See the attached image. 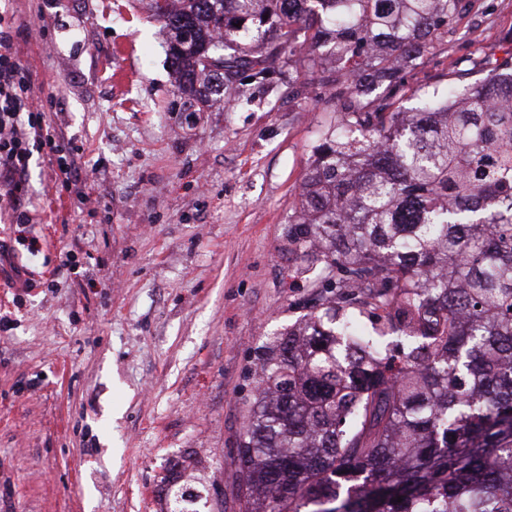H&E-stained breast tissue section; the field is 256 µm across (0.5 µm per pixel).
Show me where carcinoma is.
I'll list each match as a JSON object with an SVG mask.
<instances>
[{
  "mask_svg": "<svg viewBox=\"0 0 512 512\" xmlns=\"http://www.w3.org/2000/svg\"><path fill=\"white\" fill-rule=\"evenodd\" d=\"M482 6L151 0L186 112L234 108L247 78L335 74L336 122L285 228L296 272L328 275L262 346L241 512H512V49L454 60L412 111L394 80ZM180 478L173 512H200Z\"/></svg>",
  "mask_w": 512,
  "mask_h": 512,
  "instance_id": "carcinoma-1",
  "label": "carcinoma"
}]
</instances>
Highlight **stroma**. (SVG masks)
I'll list each match as a JSON object with an SVG mask.
<instances>
[{
    "instance_id": "35a3bbf8",
    "label": "stroma",
    "mask_w": 512,
    "mask_h": 512,
    "mask_svg": "<svg viewBox=\"0 0 512 512\" xmlns=\"http://www.w3.org/2000/svg\"><path fill=\"white\" fill-rule=\"evenodd\" d=\"M484 5L463 28L511 48L512 0ZM0 21L85 173L61 186L33 152V223L0 206V512H169L176 471L239 512L259 350L317 294L284 232L336 106L302 76L180 111L149 0H0Z\"/></svg>"
}]
</instances>
